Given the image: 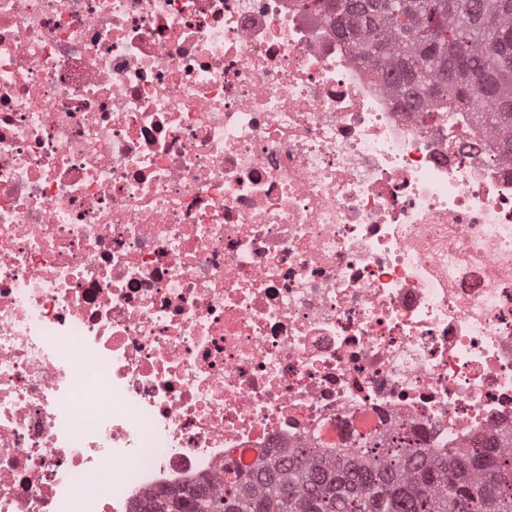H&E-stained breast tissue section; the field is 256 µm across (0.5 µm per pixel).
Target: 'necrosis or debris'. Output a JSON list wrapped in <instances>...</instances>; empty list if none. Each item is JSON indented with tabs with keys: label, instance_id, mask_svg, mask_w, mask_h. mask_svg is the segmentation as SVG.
Instances as JSON below:
<instances>
[{
	"label": "necrosis or debris",
	"instance_id": "1",
	"mask_svg": "<svg viewBox=\"0 0 512 512\" xmlns=\"http://www.w3.org/2000/svg\"><path fill=\"white\" fill-rule=\"evenodd\" d=\"M512 449V154L300 0H0V512L291 448Z\"/></svg>",
	"mask_w": 512,
	"mask_h": 512
}]
</instances>
